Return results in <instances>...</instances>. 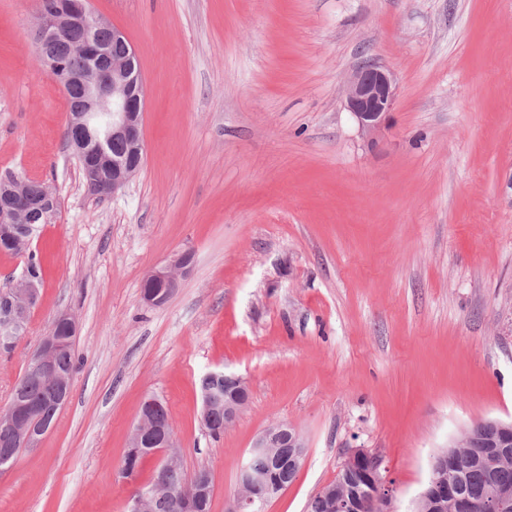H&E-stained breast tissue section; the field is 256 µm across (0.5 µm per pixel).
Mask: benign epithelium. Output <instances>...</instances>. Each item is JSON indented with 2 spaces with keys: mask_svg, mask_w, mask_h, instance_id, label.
<instances>
[{
  "mask_svg": "<svg viewBox=\"0 0 512 512\" xmlns=\"http://www.w3.org/2000/svg\"><path fill=\"white\" fill-rule=\"evenodd\" d=\"M104 25V20L93 8L91 0H54L50 7L39 5L37 23L34 29V42L38 59L51 74H60L58 83L66 92L78 87L84 94V105L71 121L72 141L70 147L75 155H80V147L93 142L102 153H107L110 144L130 147L136 154L133 162L112 159V179L90 182L91 189L98 197L115 195L137 174L144 159L142 135L143 114L145 108V84L137 54L132 46H127L126 55L114 59L108 68L89 66L82 70L61 71L62 62L56 53V44L67 31L79 28L86 34L87 40L79 44L77 51L87 57L100 58L107 49L94 37ZM345 106L358 123L361 133L369 140L385 127L390 112L396 105V87L391 72L374 61L362 64L346 84ZM8 195L0 200V223L11 224L16 214L25 206L20 193L7 189ZM188 264L182 262V256L173 257L166 265L154 268L147 274V281L158 285L171 293L178 287V278L187 273ZM14 287L24 289L23 306L38 300V285L24 275L14 283ZM55 347L53 337L45 336L39 346L32 352L29 363L32 370L48 373L52 368V353ZM241 400L224 403V426L233 424L249 398L246 380L234 376ZM158 409V400L148 398L143 401L137 422L132 428L131 439L135 448L147 449V457H159L161 461L169 460L172 452L178 448L177 440L170 438L156 441L148 428L149 414ZM37 408L27 403H14L0 412V426L16 430L18 447L36 448L43 435L51 428L49 420L40 416L32 419ZM487 433L496 437L494 447L505 448L512 442V422L485 420L473 424L463 431L455 443L464 445L475 441ZM307 444L299 429L291 422L280 421L266 427L253 441L246 460L238 472V484L252 490H263L268 497L281 489L269 480L268 473L257 470L251 465L255 457H264L273 465L287 462L291 468L299 467L306 455ZM358 461L369 463L366 476L362 477L365 489L359 492L345 491L336 494L334 489H322L318 496L324 501L330 512H360L365 500H370L376 512H390L389 505L392 489L381 477V456L363 448H351L346 453L343 465H353ZM497 486L493 497L479 502L471 501L448 487V483L433 475L426 490L418 502L430 504L432 512H501L504 504L512 500V486ZM214 493V484L210 479L200 480L186 486L182 496L192 500L198 495ZM260 502L251 495L235 498L230 504V512H254Z\"/></svg>",
  "mask_w": 512,
  "mask_h": 512,
  "instance_id": "benign-epithelium-1",
  "label": "benign epithelium"
}]
</instances>
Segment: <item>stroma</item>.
<instances>
[{"instance_id": "1", "label": "stroma", "mask_w": 512, "mask_h": 512, "mask_svg": "<svg viewBox=\"0 0 512 512\" xmlns=\"http://www.w3.org/2000/svg\"><path fill=\"white\" fill-rule=\"evenodd\" d=\"M38 0H0V174L50 185L42 287L0 350V411L63 313L71 394L0 472V512H128L120 475L145 396L167 405L186 475L226 512L256 435L308 448L266 512H307L351 448L383 459L410 512L434 454L512 421V0H93L139 57L144 161L99 199L65 142L66 95L35 53ZM372 59L396 107L375 143L344 106ZM193 257L164 304L146 274ZM249 385L220 436L200 377ZM486 433H492L496 437L494 445L489 448H506L512 441V422H502L498 420H485L473 424L470 428L463 431L460 438L455 440L453 444L465 445L468 441L474 442L479 438H483Z\"/></svg>"}]
</instances>
